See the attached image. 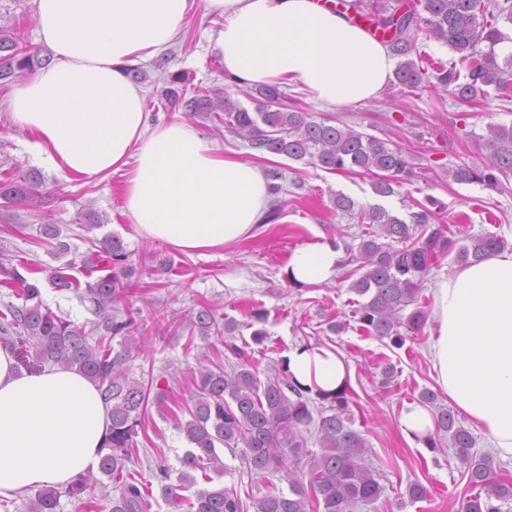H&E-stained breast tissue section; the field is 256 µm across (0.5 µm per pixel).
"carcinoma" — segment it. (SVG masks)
Instances as JSON below:
<instances>
[{
  "instance_id": "carcinoma-1",
  "label": "carcinoma",
  "mask_w": 512,
  "mask_h": 512,
  "mask_svg": "<svg viewBox=\"0 0 512 512\" xmlns=\"http://www.w3.org/2000/svg\"><path fill=\"white\" fill-rule=\"evenodd\" d=\"M354 12L369 11L373 27L384 33L382 41L403 58L394 72L392 86L409 96L423 81L435 80L460 106L474 104L495 91L501 100H512V53L498 62L496 47L512 42L499 24L512 26V0H408L403 5L350 0ZM447 45L456 57L449 62L434 59L416 48L415 34L421 29ZM417 53V59L410 58ZM29 48L7 31L0 30V80L34 68ZM188 78L182 73L168 75L161 90L165 101L175 107L184 104L191 112H212L230 132L257 151L285 156L328 171L354 172L372 180L375 194L388 197L402 186L411 173L407 153L399 146L374 135L329 121H316L308 112L286 105L287 94L277 86L254 89V111L240 106L224 93L223 102L211 100L209 90L193 87L194 96L185 99ZM486 162L482 166L462 164L448 170L457 184L479 183L502 191L512 182V126L489 127L483 144ZM269 192L274 195L265 223L280 216L279 194L284 173L267 170ZM44 181L34 172L16 170L0 181V207L25 205L43 196ZM336 210L351 215L361 224L377 225L378 232L358 245L346 244L344 265H354L360 276L350 290L365 298L357 310L362 329L393 345H404L403 331L419 330L425 312L417 306L422 283L438 256L453 247L442 224L434 223L433 207L438 201L414 202L408 218L391 214L381 205L364 207L339 193ZM504 241L494 234L474 237L457 253V261H480L501 250ZM128 254L117 237H106L82 259L81 281L69 263L53 269L46 280L44 269L33 263H0V284L15 288L24 298L17 306L3 303L0 309V344L21 345L43 368L61 365L75 369L102 390L109 404L110 428L105 453L97 472L79 475L63 490L45 488L30 500L29 512H56L60 498L80 495L100 474L115 482L119 494L108 499L109 512H149L148 488L135 477H127L136 437L142 430L151 387L132 379L126 362L137 346L139 324L130 314L120 317L115 305L131 289L126 281L130 271ZM48 283L59 292H73L88 299L96 320L92 328L76 325L55 313L42 300L41 288ZM201 332L220 337L232 331L220 326L209 309L196 315ZM121 350L114 351L115 338ZM238 367L227 372L217 365L199 371L197 394L187 408L189 420L178 424L193 445L180 459L177 483L170 482L169 467L161 465L155 479L164 498L184 500L187 512H244L243 502L233 487L199 489L181 496L196 485L194 472L208 481L210 473H224L218 449L240 450L249 471L260 478L280 473L288 492L271 490L257 503V512H354L375 504L383 488L377 474L365 462L367 441L352 429L353 417L346 388L331 393L311 394L284 368L261 380L245 352L233 345ZM420 401L435 409L434 433L423 443L433 452L446 438L465 466L468 484L479 493L462 502L461 512H503L512 501V482L494 476L492 458L472 453L473 438L461 425L458 411L438 403V396L424 390ZM317 433L320 452L307 448L306 434Z\"/></svg>"
}]
</instances>
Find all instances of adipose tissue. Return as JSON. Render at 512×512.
Here are the masks:
<instances>
[{
    "instance_id": "ef3b65f1",
    "label": "adipose tissue",
    "mask_w": 512,
    "mask_h": 512,
    "mask_svg": "<svg viewBox=\"0 0 512 512\" xmlns=\"http://www.w3.org/2000/svg\"><path fill=\"white\" fill-rule=\"evenodd\" d=\"M50 61L12 86L14 128L65 176L122 173L123 211L138 234L186 253L254 237L268 210L263 167L218 153L192 122H151L129 67L166 52L195 0H35ZM223 16L214 49L239 86L302 85L331 104L370 101L394 76L388 45L328 0H204ZM342 250L318 240L295 249L288 279L329 284ZM431 290L436 382L502 457L512 458V251L438 276ZM295 379L344 387L334 350L295 347ZM110 426L98 387L60 365L29 372L0 345V495L63 488L97 468Z\"/></svg>"
}]
</instances>
